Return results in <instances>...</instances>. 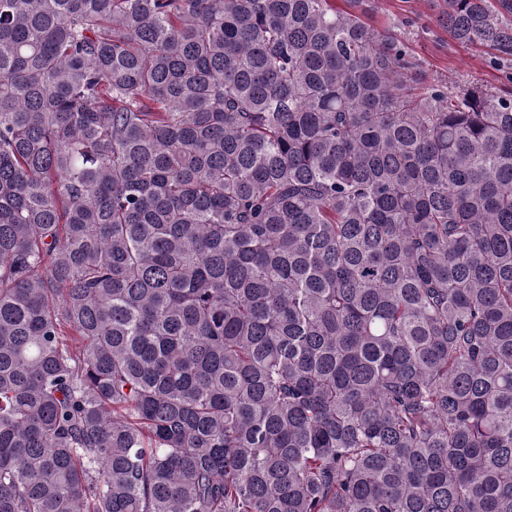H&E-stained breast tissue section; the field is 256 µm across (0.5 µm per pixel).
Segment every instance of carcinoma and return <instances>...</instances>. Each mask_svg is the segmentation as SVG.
Wrapping results in <instances>:
<instances>
[{
    "mask_svg": "<svg viewBox=\"0 0 512 512\" xmlns=\"http://www.w3.org/2000/svg\"><path fill=\"white\" fill-rule=\"evenodd\" d=\"M373 2L0 0V512H512V87ZM428 0H379L369 23L391 29L407 43L413 60L430 79L448 81V86L483 85L492 91L507 85L511 70L493 63L488 47L456 43L438 26Z\"/></svg>",
    "mask_w": 512,
    "mask_h": 512,
    "instance_id": "carcinoma-1",
    "label": "carcinoma"
}]
</instances>
